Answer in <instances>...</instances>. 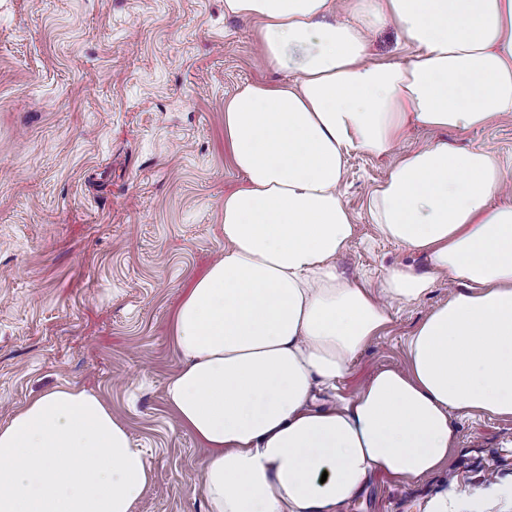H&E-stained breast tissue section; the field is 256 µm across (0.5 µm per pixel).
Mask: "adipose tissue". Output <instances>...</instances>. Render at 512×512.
<instances>
[{"mask_svg": "<svg viewBox=\"0 0 512 512\" xmlns=\"http://www.w3.org/2000/svg\"><path fill=\"white\" fill-rule=\"evenodd\" d=\"M224 11L257 22L266 65L298 77L246 84L224 106V148L245 183L224 195L221 256L175 311L167 401L207 450L208 512H336L373 471L438 472L455 416L512 417V179L492 152L439 137L371 191L370 222L427 271L391 267L376 290L336 269L355 232L341 192L352 152L382 157L410 129L476 130L512 113V0H224ZM388 21L405 61L370 52ZM442 278L452 292L408 336L406 369L311 406L393 303L419 302ZM151 479L94 393L55 388L0 425V512H133Z\"/></svg>", "mask_w": 512, "mask_h": 512, "instance_id": "ef3b65f1", "label": "adipose tissue"}]
</instances>
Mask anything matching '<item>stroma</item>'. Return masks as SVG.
I'll return each instance as SVG.
<instances>
[{
  "mask_svg": "<svg viewBox=\"0 0 512 512\" xmlns=\"http://www.w3.org/2000/svg\"><path fill=\"white\" fill-rule=\"evenodd\" d=\"M255 34L224 0H0V424L55 387L93 392L151 464L134 512H207V450L167 403L180 366L170 328L224 247V193L243 181L225 154L224 105L279 78ZM447 138L512 160V115ZM393 161L352 152L342 181L355 234L336 266L375 288L395 264L426 268L367 215ZM447 299L440 281L394 305L318 402L404 366L409 332ZM454 424L445 468L422 481L371 475L337 512H427L442 498L448 512H512V419Z\"/></svg>",
  "mask_w": 512,
  "mask_h": 512,
  "instance_id": "1",
  "label": "stroma"
}]
</instances>
